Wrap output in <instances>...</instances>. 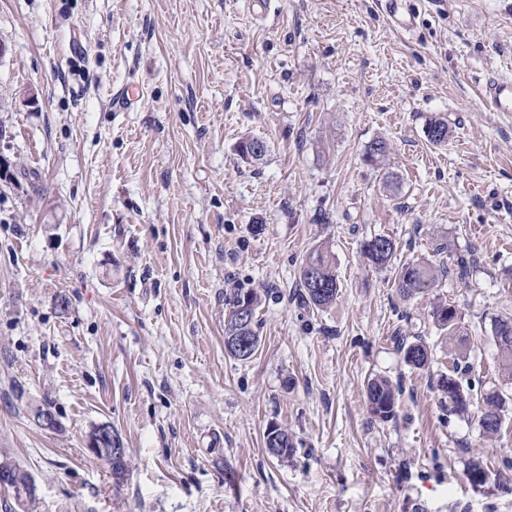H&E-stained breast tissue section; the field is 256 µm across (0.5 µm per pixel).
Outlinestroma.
<instances>
[{
  "instance_id": "obj_1",
  "label": "stroma",
  "mask_w": 512,
  "mask_h": 512,
  "mask_svg": "<svg viewBox=\"0 0 512 512\" xmlns=\"http://www.w3.org/2000/svg\"><path fill=\"white\" fill-rule=\"evenodd\" d=\"M406 4L404 32L380 0H0V151L22 177L0 189V462L36 486L29 505L0 491V512H512L491 330L512 314V113L477 97L512 79V0ZM247 137L262 157H242ZM377 235L397 247L386 268L361 253ZM323 243L340 289L318 311L299 268ZM412 260L439 274L406 299ZM231 288L262 299L246 361L224 349ZM440 301L475 394L505 400L496 437L479 406L441 400ZM399 336L429 346L426 368ZM375 376L401 389L387 422L368 411ZM101 423L128 450L119 484L87 447ZM273 425L290 458L267 454ZM474 460L494 477L479 490ZM430 316L441 329H449L451 336L460 332L458 312L453 305L439 304L433 308ZM398 341L399 349L403 352L404 359L408 365L416 369H422L428 365L431 352L429 346L423 341L419 340L408 344L403 339L402 342L400 339Z\"/></svg>"
}]
</instances>
